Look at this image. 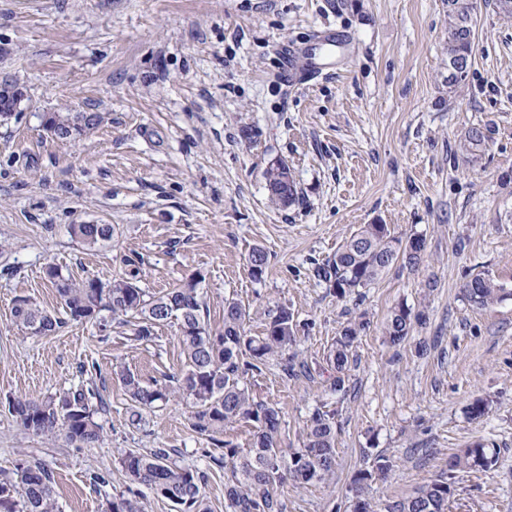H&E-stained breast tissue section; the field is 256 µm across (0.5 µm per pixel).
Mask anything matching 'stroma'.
I'll return each mask as SVG.
<instances>
[{"mask_svg":"<svg viewBox=\"0 0 512 512\" xmlns=\"http://www.w3.org/2000/svg\"><path fill=\"white\" fill-rule=\"evenodd\" d=\"M447 14L446 0H0V82L24 93L0 123V472L41 461L60 512H105L131 492L147 512H177L130 488L120 466L125 451L168 448L202 475L208 512H229L231 469L210 459L190 399L135 422L120 380L128 371L162 385L181 373L177 320L146 342L132 322L49 336L13 323L21 296L60 309L47 266L107 281L132 257L150 293L197 279L212 329L230 301L252 336L277 307L292 311L308 374L288 378L272 362L246 383L278 410L282 447H301L315 412L334 414L336 468L323 482L278 486L282 512H352L359 498L379 512L476 442L497 463L456 473L448 512H512V17L476 0L474 65L452 87ZM326 25L351 38V53L306 80L284 74L287 45ZM46 112L99 124L71 146L43 130ZM473 126L486 135L474 156L459 147ZM276 159L299 204L271 201L265 169ZM84 223L115 231L89 251L70 234ZM364 224L420 236L424 258L337 297L314 268ZM257 246L269 258L258 280L246 267ZM477 274L503 288L502 301L467 300L463 284ZM398 305L426 320L393 346L381 325ZM359 317L369 326L337 390L326 353ZM82 387L107 403L103 443L33 434L5 407ZM477 399L489 410L474 420ZM381 458L392 464L383 475ZM362 471L373 478L359 485Z\"/></svg>","mask_w":512,"mask_h":512,"instance_id":"1","label":"stroma"}]
</instances>
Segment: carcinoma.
Listing matches in <instances>:
<instances>
[{"instance_id": "obj_1", "label": "carcinoma", "mask_w": 512, "mask_h": 512, "mask_svg": "<svg viewBox=\"0 0 512 512\" xmlns=\"http://www.w3.org/2000/svg\"><path fill=\"white\" fill-rule=\"evenodd\" d=\"M447 2L448 83L455 85L469 74L466 70L457 76L451 68L460 60H472L475 5L473 0ZM97 124V116L86 112H47L42 116L43 129L48 133L65 132V142L80 140ZM484 143L483 129L474 126L465 133L462 148L474 155ZM70 229L89 249L111 239L114 232L111 224H72ZM416 240L419 248L411 253L389 225L364 224L332 259L317 267L316 275L344 296L369 286L400 258L410 266L418 265L425 241L419 236ZM124 263L130 270L108 282L89 277L76 281L48 267L46 274L63 301L65 316L59 317L33 299L21 296L13 308L16 325L30 334L48 336L71 322H102V312L107 311L118 320L139 316L135 340L148 341L154 327L175 318L180 321L184 371L172 377L169 386H145L132 373L122 375V382L136 407L151 408L176 395L192 400L193 426L208 434L215 447L224 449L210 458L218 466L232 462L231 479L224 485V498L231 512H281L276 485L288 477L299 486L329 478L336 466L334 416L316 412L307 425L303 446L284 449L280 447L279 411L255 400L244 383L249 373L261 370L272 358L280 360L287 378L297 376L298 370L304 368V363L296 362V355L288 354L297 343L296 325L288 308L277 307L262 335L250 336L244 329L246 312L239 304L228 302L224 306V327L214 331L205 322L204 304L195 286L184 285L151 296L139 286L135 262L126 258ZM267 266L266 251L253 248L247 259L249 275L260 279ZM463 289L468 301L478 308H487L502 299L501 289L481 274L467 280ZM423 317L422 313L413 315L402 306L395 307L383 323L382 333L390 344L399 345L409 336L413 322H420ZM367 326L365 321L347 323L328 351L326 361L336 370L333 386L337 390L354 362V343ZM94 398L96 393L91 388L40 401L17 397L8 401V412L34 434L62 437L82 448L104 440V429L98 421L103 407L94 405ZM241 420L255 423L253 441L244 453L232 442L216 438L224 427ZM496 462V450L476 444L448 458V473L488 471ZM120 465L129 484L150 489L177 505L180 512H205L198 473L178 465L167 450L159 448L150 454L129 450L121 456ZM452 495V483L441 477L409 498L387 503L383 512H446ZM0 512H58L53 474L41 462L27 460L16 477L1 475ZM107 512H145V507L135 497H122L110 502Z\"/></svg>"}]
</instances>
